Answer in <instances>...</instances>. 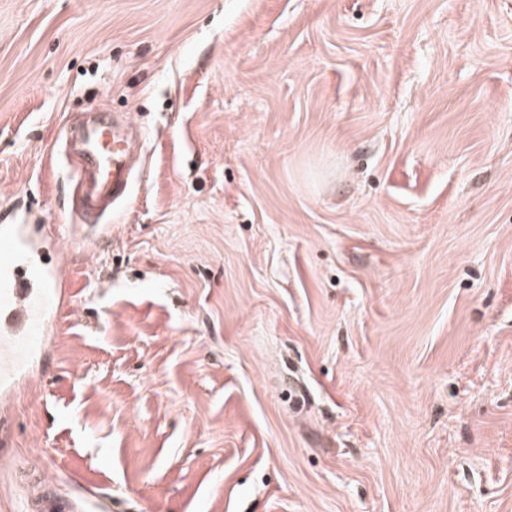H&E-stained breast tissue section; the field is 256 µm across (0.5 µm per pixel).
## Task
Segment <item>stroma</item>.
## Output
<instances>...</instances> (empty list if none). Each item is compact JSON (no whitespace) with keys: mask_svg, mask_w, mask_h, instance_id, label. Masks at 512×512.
Here are the masks:
<instances>
[{"mask_svg":"<svg viewBox=\"0 0 512 512\" xmlns=\"http://www.w3.org/2000/svg\"><path fill=\"white\" fill-rule=\"evenodd\" d=\"M87 112L142 131L106 232ZM14 214L73 288L0 512H512V0H0Z\"/></svg>","mask_w":512,"mask_h":512,"instance_id":"35a3bbf8","label":"stroma"}]
</instances>
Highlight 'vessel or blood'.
I'll use <instances>...</instances> for the list:
<instances>
[{
    "instance_id": "1",
    "label": "vessel or blood",
    "mask_w": 512,
    "mask_h": 512,
    "mask_svg": "<svg viewBox=\"0 0 512 512\" xmlns=\"http://www.w3.org/2000/svg\"><path fill=\"white\" fill-rule=\"evenodd\" d=\"M139 127L101 112L62 130L77 162L76 212L98 224L112 204L129 197ZM60 235L37 238L31 225L0 222V425L8 426L17 394L30 387L37 362L52 341L54 320L70 300L67 255Z\"/></svg>"
}]
</instances>
